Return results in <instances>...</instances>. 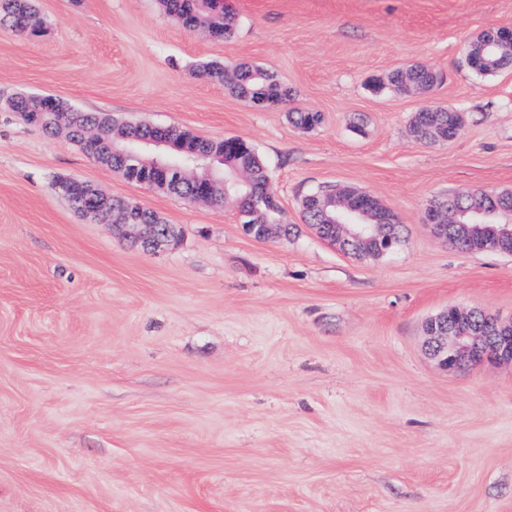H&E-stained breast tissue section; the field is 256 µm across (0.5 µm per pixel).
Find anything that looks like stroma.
I'll return each mask as SVG.
<instances>
[{"label": "stroma", "mask_w": 512, "mask_h": 512, "mask_svg": "<svg viewBox=\"0 0 512 512\" xmlns=\"http://www.w3.org/2000/svg\"><path fill=\"white\" fill-rule=\"evenodd\" d=\"M34 4L46 36L0 29V99L246 139L298 231L255 239L234 201L128 182L0 107V512H512V364L445 370L423 333L453 305L512 319V256L424 222L434 198L512 191V67L464 63L512 27V0H227L223 41L156 0ZM213 61L292 95L255 109L204 74ZM408 64L437 83L371 92ZM429 105L465 115L452 140L411 139ZM296 110L323 122L296 128ZM59 177L135 200L178 244L146 252L86 221ZM329 184L395 212L394 252L360 260L303 224Z\"/></svg>", "instance_id": "35a3bbf8"}]
</instances>
